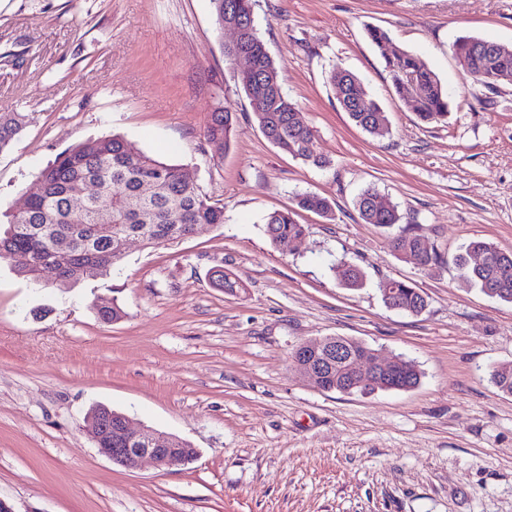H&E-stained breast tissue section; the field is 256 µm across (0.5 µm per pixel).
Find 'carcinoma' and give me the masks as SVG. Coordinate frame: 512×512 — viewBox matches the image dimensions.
I'll return each instance as SVG.
<instances>
[{
    "instance_id": "1",
    "label": "carcinoma",
    "mask_w": 512,
    "mask_h": 512,
    "mask_svg": "<svg viewBox=\"0 0 512 512\" xmlns=\"http://www.w3.org/2000/svg\"><path fill=\"white\" fill-rule=\"evenodd\" d=\"M211 2L219 34H224L229 13L250 27L243 46L253 50V69L238 74V82L263 135L305 164L326 166L328 161L316 151L312 127L301 119L296 104L284 93L279 69L256 28L255 0ZM454 53L472 81L491 93L492 85H502L504 78H512V47L461 36L454 43ZM384 60L396 90L404 95L413 93L411 107L422 122L448 117V97L422 59L406 50ZM330 82L341 108L357 126L378 137L390 134L386 113L352 72L336 67L330 73ZM26 123V116L20 112L0 114V152ZM233 132L232 113L219 107L210 113L204 130L208 142L225 148ZM37 181L39 189L29 197L26 207L6 212L0 220V261H8L19 276L41 288L66 290L80 280L87 266L101 275L111 274L125 258L120 242L130 234L144 237L149 246L155 247L187 238L202 225L224 223V207L203 194L182 167L155 158L120 135L71 145L39 172ZM87 181L97 182L99 191L75 208L71 200ZM145 185L152 188L148 195L142 194ZM377 198L372 188L358 196L356 206L364 222L388 229L399 224L403 214L394 205L376 207ZM297 206L327 219L333 216L329 198L316 193L299 195ZM264 231L272 243L278 244L285 239L304 238L306 226L298 223L289 209L269 214ZM392 246L403 258L421 267L442 259L434 246L408 225L403 234L392 238ZM474 253L483 254L486 261L480 265L470 262ZM452 263L466 283L483 292L496 284L501 292L495 298L512 303V252L473 241L466 253L452 257ZM333 272L345 288L363 285L361 270L350 263H338ZM385 286L408 313L423 311L424 297L411 284L390 279ZM385 286L380 284L378 288ZM492 380L500 392L512 395L511 365L495 369Z\"/></svg>"
}]
</instances>
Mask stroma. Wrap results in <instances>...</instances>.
Returning a JSON list of instances; mask_svg holds the SVG:
<instances>
[{
    "mask_svg": "<svg viewBox=\"0 0 512 512\" xmlns=\"http://www.w3.org/2000/svg\"><path fill=\"white\" fill-rule=\"evenodd\" d=\"M260 34L289 99L313 128L320 169L272 145L226 63L210 0H0V113L28 123L0 152V209H20L56 155L120 134L181 165L224 223L72 288H37L0 263V498L16 512H512V303L467 286L452 263L401 258V226L365 223L375 188L445 254L485 241L512 251V87L488 95L453 51L458 37L512 45V0H256ZM384 29L448 95L420 122L367 30ZM354 73L386 112L375 137L342 111L329 76ZM235 118L225 150L204 127ZM307 234L275 245L264 219L298 195ZM364 273L357 289L332 268ZM224 268L236 292L212 285ZM427 299L386 308L378 284ZM125 315L107 323L97 304ZM344 336L414 362L418 386L363 395L314 388L292 370L303 342ZM189 442L197 458L160 471L102 456L95 405ZM297 206L300 209L311 211L327 219L333 216V207L329 198L316 193L299 195L297 198ZM333 272L339 284L345 288H360L363 285V274L359 268L347 263L340 262L333 267ZM387 285H383L382 282L378 285V290L381 294L382 300L384 304H386V300L384 299L383 290L381 288H391L390 292L392 293L393 300L401 305H404L407 309L406 313L410 314H418L423 311L424 308V299L425 297L416 290L411 284L406 281L396 280V279H387ZM404 306H399L390 303L389 309L403 311L405 309Z\"/></svg>",
    "mask_w": 512,
    "mask_h": 512,
    "instance_id": "1",
    "label": "stroma"
}]
</instances>
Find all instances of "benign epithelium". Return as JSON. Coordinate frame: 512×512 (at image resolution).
<instances>
[{
  "label": "benign epithelium",
  "mask_w": 512,
  "mask_h": 512,
  "mask_svg": "<svg viewBox=\"0 0 512 512\" xmlns=\"http://www.w3.org/2000/svg\"><path fill=\"white\" fill-rule=\"evenodd\" d=\"M335 364L345 365L344 377L336 378V390L345 392L353 386L366 392L377 386L382 376L397 380L404 376L406 366L397 359H384L380 353L367 345L326 336L310 340L298 346L294 352L292 367L295 372L318 387L326 386L328 370ZM117 448H102L100 452L122 467L133 469L143 460H150L161 470L185 465L192 461L196 449L188 442L183 447H173L174 435L132 426L125 415H120L114 429Z\"/></svg>",
  "instance_id": "obj_1"
}]
</instances>
